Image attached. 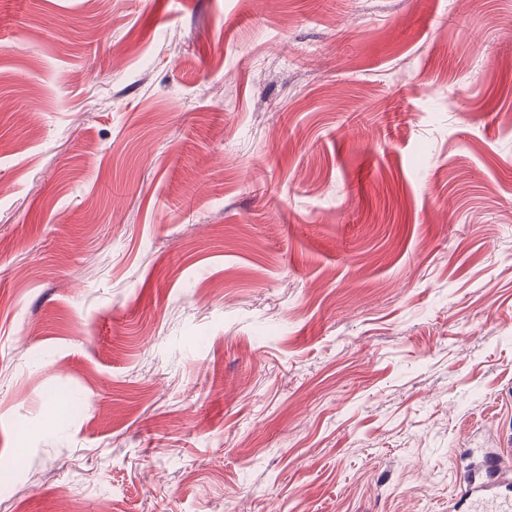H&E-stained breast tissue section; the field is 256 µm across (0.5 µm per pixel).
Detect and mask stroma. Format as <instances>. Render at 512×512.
I'll return each instance as SVG.
<instances>
[{
  "label": "stroma",
  "mask_w": 512,
  "mask_h": 512,
  "mask_svg": "<svg viewBox=\"0 0 512 512\" xmlns=\"http://www.w3.org/2000/svg\"><path fill=\"white\" fill-rule=\"evenodd\" d=\"M511 114L512 0H0V512H454Z\"/></svg>",
  "instance_id": "35a3bbf8"
}]
</instances>
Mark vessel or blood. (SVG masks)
Segmentation results:
<instances>
[{
  "label": "vessel or blood",
  "mask_w": 512,
  "mask_h": 512,
  "mask_svg": "<svg viewBox=\"0 0 512 512\" xmlns=\"http://www.w3.org/2000/svg\"><path fill=\"white\" fill-rule=\"evenodd\" d=\"M503 465L501 453L482 455L470 464L461 480L458 500L463 512H477L481 503L493 500L497 512H512V485L500 477Z\"/></svg>",
  "instance_id": "1"
}]
</instances>
